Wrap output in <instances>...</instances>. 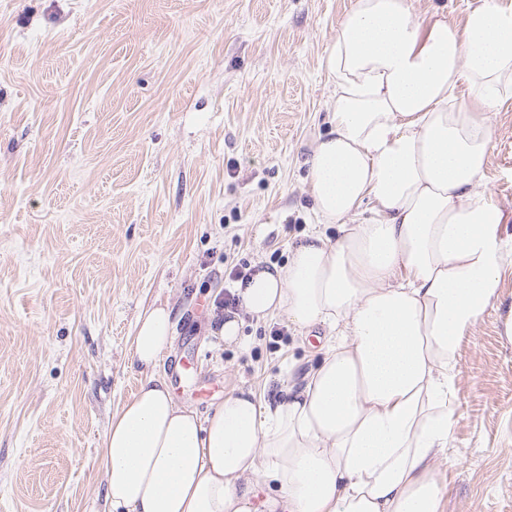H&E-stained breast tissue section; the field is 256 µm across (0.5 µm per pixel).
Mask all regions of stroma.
<instances>
[{"label":"stroma","instance_id":"35a3bbf8","mask_svg":"<svg viewBox=\"0 0 512 512\" xmlns=\"http://www.w3.org/2000/svg\"><path fill=\"white\" fill-rule=\"evenodd\" d=\"M355 0H0V512H107L101 443L136 392L137 316L172 311L158 370L207 413L266 400L318 342L281 317L211 332L232 270L320 226L307 160ZM485 187L512 242V98ZM443 512H512V261L461 340Z\"/></svg>","mask_w":512,"mask_h":512}]
</instances>
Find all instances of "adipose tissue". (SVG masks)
<instances>
[{"label": "adipose tissue", "instance_id": "adipose-tissue-1", "mask_svg": "<svg viewBox=\"0 0 512 512\" xmlns=\"http://www.w3.org/2000/svg\"><path fill=\"white\" fill-rule=\"evenodd\" d=\"M326 68L336 103L309 170L336 235L305 234L234 293L254 320L331 338L277 402L241 390L202 415L156 372L170 308L140 315L142 378L103 441L114 512H443L433 463L459 343L512 256L484 185V114L512 98V13L480 0L457 26L408 0H356ZM463 82L478 110L453 100Z\"/></svg>", "mask_w": 512, "mask_h": 512}]
</instances>
